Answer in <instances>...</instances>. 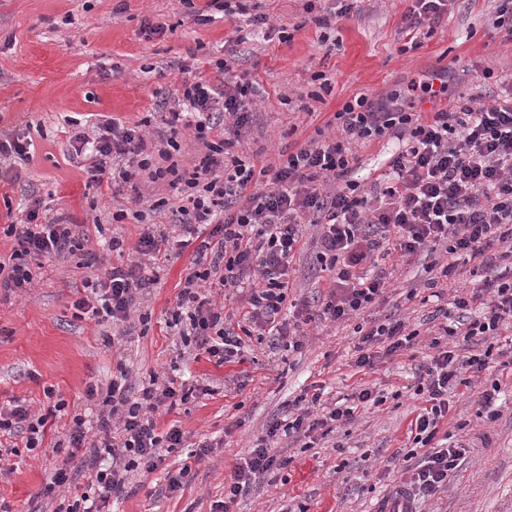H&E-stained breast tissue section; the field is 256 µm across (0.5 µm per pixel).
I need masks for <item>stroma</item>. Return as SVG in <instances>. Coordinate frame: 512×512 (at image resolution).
<instances>
[{
	"label": "stroma",
	"instance_id": "stroma-1",
	"mask_svg": "<svg viewBox=\"0 0 512 512\" xmlns=\"http://www.w3.org/2000/svg\"><path fill=\"white\" fill-rule=\"evenodd\" d=\"M241 3L242 12L227 15L211 0H0V135L24 133L32 140L20 180L0 179V257L9 258L14 247L4 227L23 221L33 193L43 200L47 218H63L84 239L83 252L44 262L31 288L0 299V406L16 400L31 418L49 417L42 447H22L11 456L12 472L0 479V512H55L61 498L85 492L81 477L59 495H44L66 455L55 443L72 416L94 418L97 402L86 390L107 385L121 364L134 387L157 374L196 380L212 392L156 412L159 430L180 427L184 443L166 453L154 472H132L112 512H212L248 447L271 423L285 420L289 404L307 389L320 390L327 407L351 399L361 387L380 392L383 401L359 409L354 421L337 426L316 447L279 436L272 452L284 467L239 497L233 512H377L403 476L400 455L418 406L411 388L429 353L431 315L438 306L426 286L428 257L407 265L387 257L382 268L395 272L387 300L358 318L311 330L301 350L274 349L252 338L243 362L221 367L203 357L183 359L177 331L167 326L194 247L164 262L113 346L103 343L111 324H98L74 307L83 281L138 260L134 193H142L140 207L159 224L169 223L179 196L168 182L153 184L143 174L118 193L110 183L90 181L85 162L72 156L75 131L92 136L107 121L131 125L146 118L147 135L159 139L168 113L182 100L183 82H219L215 62L224 59L231 75L250 74L262 93L233 152L270 163L314 137L353 96L378 102L410 80L444 72L458 105L475 107L488 102L496 77L512 79V37L492 26L498 0H453L446 18L419 31L413 50L402 34L409 0H354L344 17L335 14L336 0ZM259 15L265 25L253 26ZM322 18L328 28L319 27ZM148 23L163 26V35H145ZM331 39L336 47H328ZM487 69L493 78H484ZM320 72L330 88L316 81ZM116 234L126 242L120 254L108 248ZM317 250L311 239L295 255L291 299L325 293L329 274ZM145 313L151 317L146 325L140 322ZM392 315L420 330L419 345L373 369H357V325ZM492 343L501 357L471 375L440 426L465 445L466 458L444 492L419 502V512H512V335ZM494 384L500 392L492 416L480 400ZM49 387L66 400V416H49ZM207 441L211 452L196 460L198 445ZM185 466L192 481L167 493L168 474Z\"/></svg>",
	"mask_w": 512,
	"mask_h": 512
}]
</instances>
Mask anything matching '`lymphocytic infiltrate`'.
I'll list each match as a JSON object with an SVG mask.
<instances>
[{
    "instance_id": "f902f5d3",
    "label": "lymphocytic infiltrate",
    "mask_w": 512,
    "mask_h": 512,
    "mask_svg": "<svg viewBox=\"0 0 512 512\" xmlns=\"http://www.w3.org/2000/svg\"><path fill=\"white\" fill-rule=\"evenodd\" d=\"M256 89L247 79L220 87L199 79L184 84L181 110L168 121L170 136L161 149L149 147L139 125L109 121L95 136L74 135L76 156L88 160L91 181L130 183L139 173L157 182L174 176L182 203L173 209L174 224L182 232L173 240L169 231L146 220L137 209L133 216L144 227L137 241L140 258L114 267L105 278L85 281V293L76 310L98 322H126L143 291L156 282L147 267H159L170 243H196L206 266L192 270L177 296L173 322L190 357L207 356L216 366L240 359L245 340L254 333L271 339L272 347L300 350L305 325L342 322L384 298L387 273L377 267L378 257L392 253L412 258L444 250L446 262L430 278L428 288H446L459 263L485 261L494 245H507L509 265L490 266L475 287L454 295L449 307L438 308L444 322L432 340L435 353L419 367L414 393L421 406L411 421L403 458L406 462L401 491L412 500L436 496L448 486V476L466 455L464 446L437 442L438 427L447 420L453 397L469 386V374L488 369L490 337L512 330V82L502 81L492 104L478 107L419 112L417 100L441 99L447 83L419 81L404 92L392 93L377 104L360 94L334 115L331 138L309 139L284 155L278 164H257L229 152L252 121ZM194 131L207 153L187 173L173 164L180 150L181 128ZM223 128L224 138L209 141V133ZM389 136L404 142L387 168L369 188L354 180L355 156L350 143ZM320 227L319 260L332 274L328 291L316 304H302L295 320L281 318L288 302L290 263L304 247L305 225ZM14 241L8 265L0 264V291L13 294L31 287L37 272L34 260L82 250L72 225L49 221L44 204L30 195L20 224L8 225ZM247 289L246 310L240 328L228 326L224 314L205 295V288ZM418 330L390 319L361 330L356 345L357 368H374L382 359L404 354L417 345ZM462 339L466 354L452 342ZM450 347H442V340ZM196 382L173 384L151 377L139 390L115 378L106 387H88L98 399L95 426L83 416L72 419L66 435L69 451L56 467L45 493L70 483L74 474H88V490L55 512H110L113 498L122 496L130 473L154 470L163 451L182 447L179 427L159 431L154 418L160 408H174L207 394ZM318 396H299L287 424H272L265 436L250 446L224 486V499L213 512L230 506L257 479L278 468L271 439L278 434L303 437L307 447L327 438L337 423L353 420L358 408L380 404L371 388L359 389L355 403L317 416ZM47 416L30 420L20 404L0 407V433L24 436L27 449L42 445Z\"/></svg>"
}]
</instances>
